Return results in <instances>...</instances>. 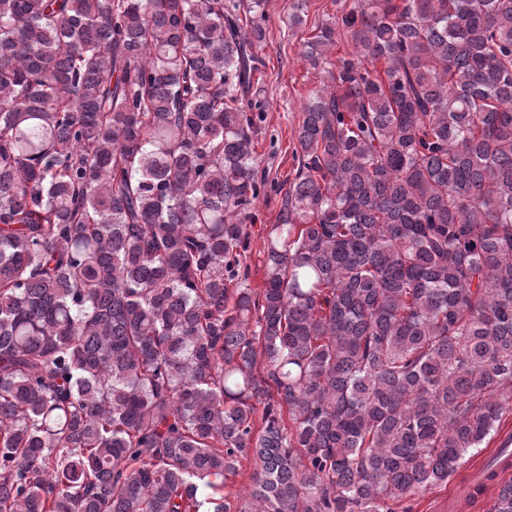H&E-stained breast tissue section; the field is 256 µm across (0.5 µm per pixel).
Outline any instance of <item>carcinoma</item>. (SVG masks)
<instances>
[{
	"mask_svg": "<svg viewBox=\"0 0 512 512\" xmlns=\"http://www.w3.org/2000/svg\"><path fill=\"white\" fill-rule=\"evenodd\" d=\"M267 20L0 0V512H391L512 406V0L315 27L257 291Z\"/></svg>",
	"mask_w": 512,
	"mask_h": 512,
	"instance_id": "carcinoma-1",
	"label": "carcinoma"
}]
</instances>
